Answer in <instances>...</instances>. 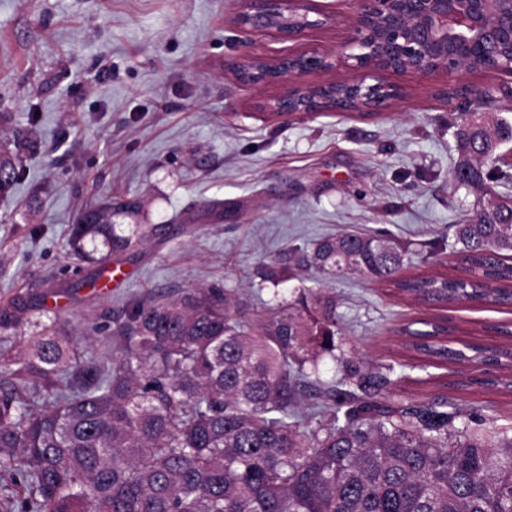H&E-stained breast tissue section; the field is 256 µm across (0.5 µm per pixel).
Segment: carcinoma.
Wrapping results in <instances>:
<instances>
[{"label": "carcinoma", "instance_id": "1", "mask_svg": "<svg viewBox=\"0 0 512 512\" xmlns=\"http://www.w3.org/2000/svg\"><path fill=\"white\" fill-rule=\"evenodd\" d=\"M475 111L456 123L454 181L488 201L455 225L458 263L468 277L401 275L406 251L388 234L323 237L304 257L319 280L357 275L390 283L417 301L512 306V177L492 167L512 141L496 97L478 90ZM19 143L0 148V197L22 176ZM119 235L112 203L83 212L71 245L123 252L157 234ZM276 287L285 268L261 264ZM32 309L20 293L0 308V329ZM408 326L416 351L441 361L462 353L438 344L444 327ZM0 392V472L22 479L24 512H512V436L487 443L483 429H459L455 403L394 405L389 375L341 357V377L319 380L335 356L336 300L302 291L269 315L227 288H193L169 300L132 299L107 366L81 361L55 320L34 322ZM327 415L314 428L295 419L303 398ZM43 399L38 405L35 399Z\"/></svg>", "mask_w": 512, "mask_h": 512}]
</instances>
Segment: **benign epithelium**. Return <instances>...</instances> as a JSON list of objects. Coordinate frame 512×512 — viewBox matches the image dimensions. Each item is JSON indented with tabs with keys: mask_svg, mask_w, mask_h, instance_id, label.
<instances>
[{
	"mask_svg": "<svg viewBox=\"0 0 512 512\" xmlns=\"http://www.w3.org/2000/svg\"><path fill=\"white\" fill-rule=\"evenodd\" d=\"M360 3L348 48L352 52L258 55L247 51L224 68L247 85L285 83L287 88L263 104L268 112L315 114L336 112L334 85L304 84L294 78L311 71H331L353 61L359 75L344 82L359 100L358 111H380L401 90L380 82L367 83L379 71L412 72L424 77L458 71L459 57L471 54L482 69L512 74V0H358ZM319 18L310 19V14ZM331 19L318 0H243L233 25L244 32H266L281 42L293 41L306 29Z\"/></svg>",
	"mask_w": 512,
	"mask_h": 512,
	"instance_id": "benign-epithelium-1",
	"label": "benign epithelium"
}]
</instances>
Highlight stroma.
Wrapping results in <instances>:
<instances>
[{"label":"stroma","instance_id":"obj_1","mask_svg":"<svg viewBox=\"0 0 512 512\" xmlns=\"http://www.w3.org/2000/svg\"><path fill=\"white\" fill-rule=\"evenodd\" d=\"M241 0H0V143L34 147L23 176L0 198V307L17 293L57 304L56 316L81 358L111 360L106 337L135 296L171 299L191 288L235 290L240 301L274 308L301 287L336 299L343 334L337 352L371 366H393L399 397L447 396L464 423L483 421L488 435H512V388L480 383L479 364L434 366L405 349L400 326L431 309L392 287L359 276L316 282L313 270L289 266L279 286L260 282V263L324 236L385 231L408 249L405 276H463L454 226L475 204L476 189L453 182L459 100L443 89L498 91L512 117V75L476 70L429 77L381 72L402 89L372 115L322 113L293 121L267 118L264 102L282 85L245 86L226 60L251 50L274 54L341 48L356 0H323L331 22L281 44L230 23ZM138 199V214L114 213L118 233L156 224L160 234L106 262L79 259L70 229L86 210ZM125 280L106 287L107 269ZM450 348H496L512 330V310L492 302H451Z\"/></svg>","mask_w":512,"mask_h":512}]
</instances>
